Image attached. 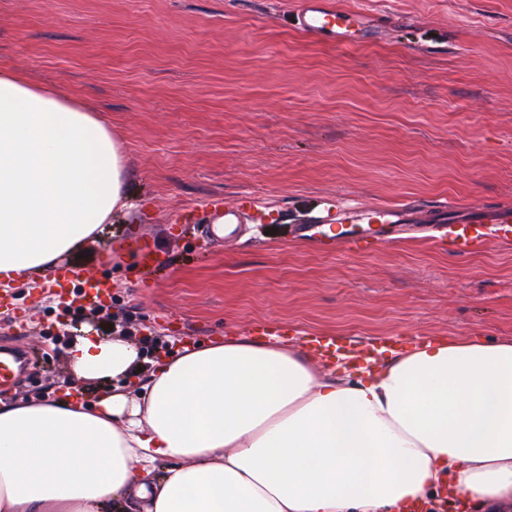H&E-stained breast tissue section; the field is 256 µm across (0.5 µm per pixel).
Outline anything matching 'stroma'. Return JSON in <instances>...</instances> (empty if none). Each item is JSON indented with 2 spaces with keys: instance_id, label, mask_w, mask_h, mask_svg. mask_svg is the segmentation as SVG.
I'll return each mask as SVG.
<instances>
[{
  "instance_id": "stroma-1",
  "label": "stroma",
  "mask_w": 512,
  "mask_h": 512,
  "mask_svg": "<svg viewBox=\"0 0 512 512\" xmlns=\"http://www.w3.org/2000/svg\"><path fill=\"white\" fill-rule=\"evenodd\" d=\"M302 0H0V66L108 121L132 205L64 264L108 278L103 308L67 311L42 275L7 282L0 342L28 366L9 399L84 401L74 335L122 336L139 365L235 336L512 339V235L464 252L439 210L512 206V0H321L340 43L300 30ZM415 203L391 243L297 238L328 195ZM242 217L217 238L215 212ZM156 265L132 268L126 243Z\"/></svg>"
}]
</instances>
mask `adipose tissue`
I'll return each mask as SVG.
<instances>
[{
    "instance_id": "ef3b65f1",
    "label": "adipose tissue",
    "mask_w": 512,
    "mask_h": 512,
    "mask_svg": "<svg viewBox=\"0 0 512 512\" xmlns=\"http://www.w3.org/2000/svg\"><path fill=\"white\" fill-rule=\"evenodd\" d=\"M128 200L106 122L1 68L0 279L45 273ZM69 356L119 379L139 351L81 336ZM445 485L512 512V339H429L353 380L230 338L132 397L0 399V512H400Z\"/></svg>"
}]
</instances>
